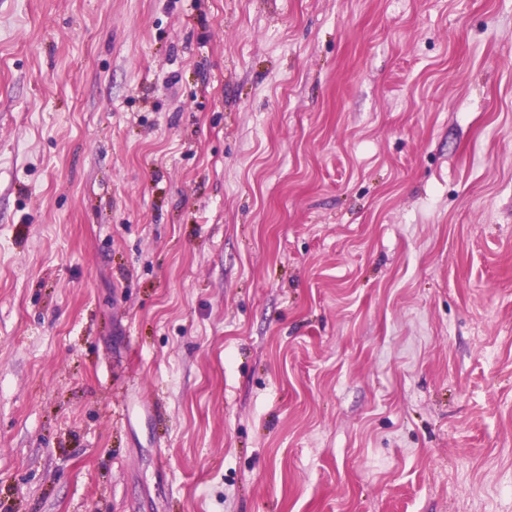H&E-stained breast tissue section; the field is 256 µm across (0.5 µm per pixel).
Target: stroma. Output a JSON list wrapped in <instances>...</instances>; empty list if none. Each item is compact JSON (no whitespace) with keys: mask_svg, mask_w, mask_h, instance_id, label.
Returning a JSON list of instances; mask_svg holds the SVG:
<instances>
[{"mask_svg":"<svg viewBox=\"0 0 512 512\" xmlns=\"http://www.w3.org/2000/svg\"><path fill=\"white\" fill-rule=\"evenodd\" d=\"M0 512H512V0H0Z\"/></svg>","mask_w":512,"mask_h":512,"instance_id":"1","label":"stroma"}]
</instances>
